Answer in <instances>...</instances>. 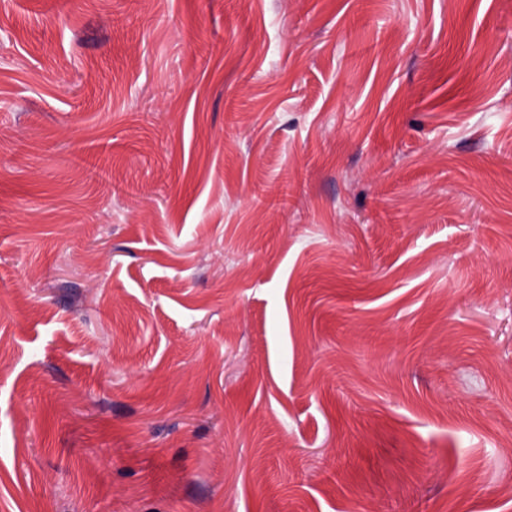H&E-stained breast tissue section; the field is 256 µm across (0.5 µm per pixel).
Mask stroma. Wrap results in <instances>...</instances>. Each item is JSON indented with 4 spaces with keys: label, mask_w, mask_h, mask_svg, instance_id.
Instances as JSON below:
<instances>
[{
    "label": "stroma",
    "mask_w": 512,
    "mask_h": 512,
    "mask_svg": "<svg viewBox=\"0 0 512 512\" xmlns=\"http://www.w3.org/2000/svg\"><path fill=\"white\" fill-rule=\"evenodd\" d=\"M0 512H512V0H0Z\"/></svg>",
    "instance_id": "obj_1"
}]
</instances>
